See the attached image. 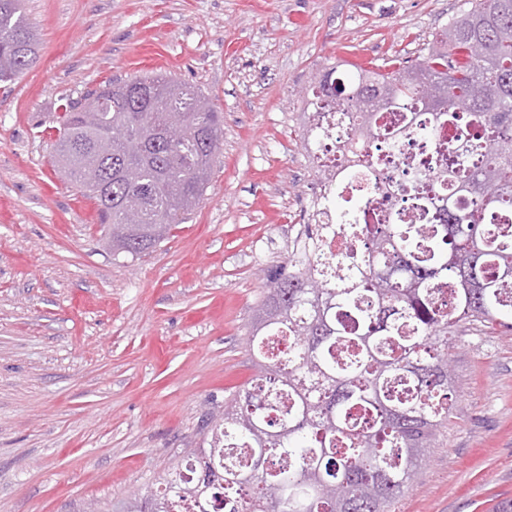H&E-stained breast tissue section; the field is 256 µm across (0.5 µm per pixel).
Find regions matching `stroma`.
I'll use <instances>...</instances> for the list:
<instances>
[{
	"label": "stroma",
	"mask_w": 512,
	"mask_h": 512,
	"mask_svg": "<svg viewBox=\"0 0 512 512\" xmlns=\"http://www.w3.org/2000/svg\"><path fill=\"white\" fill-rule=\"evenodd\" d=\"M469 0H25L36 63L0 83V512H90L155 487L255 376L246 327L317 178L314 73L416 59ZM167 74L224 114L199 203L114 255L54 167L55 117L102 82ZM459 393L395 512L512 499V331L448 338Z\"/></svg>",
	"instance_id": "stroma-1"
}]
</instances>
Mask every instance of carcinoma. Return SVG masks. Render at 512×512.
I'll list each match as a JSON object with an SVG mask.
<instances>
[{"label": "carcinoma", "mask_w": 512, "mask_h": 512, "mask_svg": "<svg viewBox=\"0 0 512 512\" xmlns=\"http://www.w3.org/2000/svg\"><path fill=\"white\" fill-rule=\"evenodd\" d=\"M39 38L21 0H0V82L32 67ZM325 70L310 85L316 112L351 115L339 146L364 168L398 219L370 227L359 263L333 270L304 241L266 272L248 331L257 373L206 422L202 445L172 477L120 512H206L224 492L262 487L233 512H391L426 449L448 430L457 383L448 335L462 322L512 330V0H475L412 61L397 57ZM400 122L379 127L384 110ZM189 126L175 145L153 144L150 119ZM58 166L97 207L112 251L155 248L201 201L224 138V117L171 76L108 80L58 116ZM411 140L436 145L434 173L419 195L374 168L370 152ZM155 188V223L131 225L124 203ZM348 203L344 207L339 201ZM336 218L358 224L365 202L336 187ZM451 288L453 301L439 303ZM288 329L281 365L264 332Z\"/></svg>", "instance_id": "1"}]
</instances>
